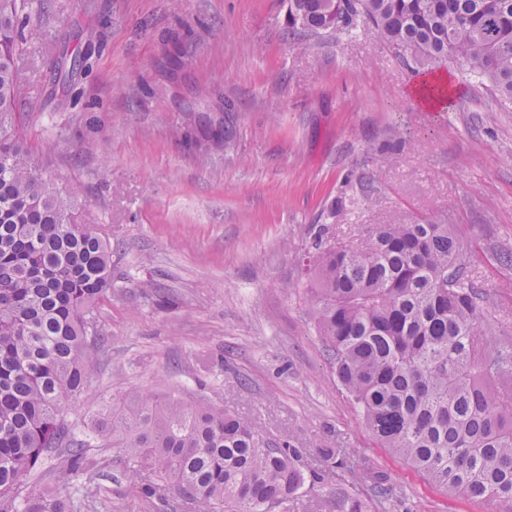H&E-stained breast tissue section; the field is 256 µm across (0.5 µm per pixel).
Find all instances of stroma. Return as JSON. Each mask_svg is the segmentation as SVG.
<instances>
[{"label":"stroma","instance_id":"1","mask_svg":"<svg viewBox=\"0 0 512 512\" xmlns=\"http://www.w3.org/2000/svg\"><path fill=\"white\" fill-rule=\"evenodd\" d=\"M285 0H42L26 33L21 132L62 187L108 231L106 337L74 416L127 391L200 399L256 421L322 470L272 512H384L355 472L386 475L396 512H493L447 493L375 445L331 375L312 317L305 264L321 227L338 244L374 224H451L492 335L512 344V108L488 79L449 60L448 111L416 106L403 58L359 24L340 38L289 30ZM179 35L191 64H167ZM228 111V147L176 136L189 114ZM75 482L80 512H193L149 501L103 440Z\"/></svg>","mask_w":512,"mask_h":512}]
</instances>
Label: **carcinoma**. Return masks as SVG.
<instances>
[{
	"mask_svg": "<svg viewBox=\"0 0 512 512\" xmlns=\"http://www.w3.org/2000/svg\"><path fill=\"white\" fill-rule=\"evenodd\" d=\"M288 0V28L339 36L372 25L426 75L453 59L512 104V0ZM32 0H0V512H78L73 475L97 463L69 409L88 389L104 341L112 249L75 210L16 131ZM313 317L337 381L383 448L436 486L512 512V346L483 323L480 294L446 224H377L356 245L319 237ZM98 432L134 462L140 498L174 490L197 512H268L304 483L298 451L265 442L250 420L209 403L161 405L129 391ZM59 453L50 489L30 483Z\"/></svg>",
	"mask_w": 512,
	"mask_h": 512,
	"instance_id": "1",
	"label": "carcinoma"
}]
</instances>
